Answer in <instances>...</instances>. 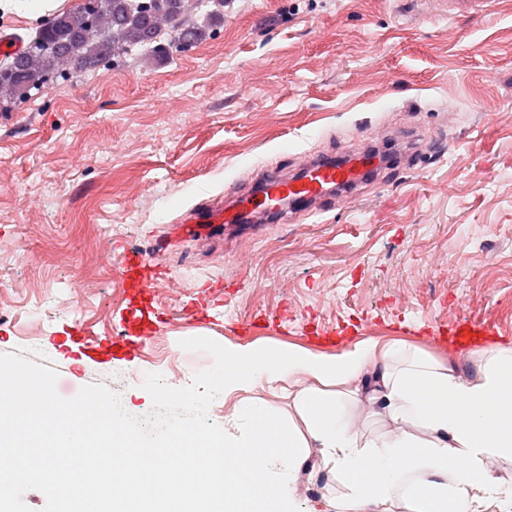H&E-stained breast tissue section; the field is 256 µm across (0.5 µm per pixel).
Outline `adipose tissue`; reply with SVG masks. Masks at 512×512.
I'll return each mask as SVG.
<instances>
[{
	"label": "adipose tissue",
	"instance_id": "1",
	"mask_svg": "<svg viewBox=\"0 0 512 512\" xmlns=\"http://www.w3.org/2000/svg\"><path fill=\"white\" fill-rule=\"evenodd\" d=\"M473 375L464 377L455 360H436L418 349L376 338L336 353L305 347L270 351L255 345L224 346L219 382L225 397L239 400L237 415L248 428L209 458L224 474V486L207 485L209 501L224 512H285L286 492L310 449H318L334 483L322 496L321 512H488L505 482L487 460L512 462V344L473 351ZM288 398L303 418L298 432L280 414L277 399ZM365 413L381 412L394 424L384 446L365 440L343 417L345 403ZM98 399L74 411L73 431L59 428L54 405L42 419L64 444H85L79 429L97 414V430L109 435L113 455L125 462L122 479L100 498H119L126 512H141L143 493L155 483L169 490L166 504L183 512L196 489L166 471L169 452L194 459L201 441L182 432L169 448L148 453L137 437L111 430L98 413ZM464 460L449 472L448 461ZM417 474L407 493L399 487Z\"/></svg>",
	"mask_w": 512,
	"mask_h": 512
}]
</instances>
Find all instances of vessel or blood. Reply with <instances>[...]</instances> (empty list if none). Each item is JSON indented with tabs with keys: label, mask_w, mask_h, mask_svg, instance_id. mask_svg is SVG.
Instances as JSON below:
<instances>
[{
	"label": "vessel or blood",
	"mask_w": 512,
	"mask_h": 512,
	"mask_svg": "<svg viewBox=\"0 0 512 512\" xmlns=\"http://www.w3.org/2000/svg\"><path fill=\"white\" fill-rule=\"evenodd\" d=\"M420 17L445 12L463 16L483 12L488 0H421ZM384 163L380 155L368 149L349 150L343 163L331 157H314L295 175L270 169L258 178L254 190L245 198L231 197L224 203L203 204L179 227L182 238L191 239L214 232L221 224L251 223L255 219H281L284 207L310 206L334 197L338 206H351L358 198L359 186L376 182ZM158 256H130L122 270L121 286L125 295L126 314L119 335L103 339H85L84 353L91 358L136 356L141 342L159 335L161 320L154 306L156 281L150 274ZM493 331L488 326L469 321L458 322L449 332L451 344L468 353L488 342Z\"/></svg>",
	"instance_id": "obj_1"
}]
</instances>
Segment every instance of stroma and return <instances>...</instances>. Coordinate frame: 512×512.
Returning <instances> with one entry per match:
<instances>
[{
  "label": "stroma",
  "mask_w": 512,
  "mask_h": 512,
  "mask_svg": "<svg viewBox=\"0 0 512 512\" xmlns=\"http://www.w3.org/2000/svg\"><path fill=\"white\" fill-rule=\"evenodd\" d=\"M410 2L231 0L190 52L58 79L0 116V353L53 368L65 398L115 380L140 416L153 410L147 374L185 387L213 365L181 340L236 343L238 323L258 315L249 342L267 348L312 349L301 332L331 329L339 349L400 339L448 359L438 334L459 320L511 342L512 0L424 22ZM403 124L445 154L384 170L349 209L171 240L156 291L166 325L141 356L100 362L72 343L79 327L119 332L125 255L153 253L198 204L313 151L388 146L387 128ZM50 186L63 198L49 207ZM26 249L37 267L21 263ZM75 288L77 309L59 312ZM330 479L309 458L290 486L300 512Z\"/></svg>",
  "instance_id": "stroma-1"
}]
</instances>
